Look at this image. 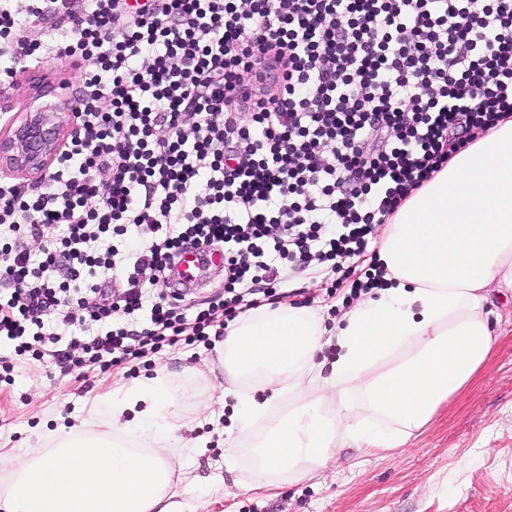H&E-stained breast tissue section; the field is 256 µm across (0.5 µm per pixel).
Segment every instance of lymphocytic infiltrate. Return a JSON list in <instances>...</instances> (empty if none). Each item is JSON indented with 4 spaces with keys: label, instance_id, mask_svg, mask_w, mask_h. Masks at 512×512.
I'll use <instances>...</instances> for the list:
<instances>
[{
    "label": "lymphocytic infiltrate",
    "instance_id": "obj_1",
    "mask_svg": "<svg viewBox=\"0 0 512 512\" xmlns=\"http://www.w3.org/2000/svg\"><path fill=\"white\" fill-rule=\"evenodd\" d=\"M57 18L58 54L83 63L79 128L37 191L0 183V338L20 357L108 371L210 344L258 307L247 284L276 304L299 270L360 256L512 112V0H0L1 90L43 57L26 26ZM215 245L224 296L191 315L180 294L150 295L183 250ZM144 309L141 330L47 348L44 316Z\"/></svg>",
    "mask_w": 512,
    "mask_h": 512
}]
</instances>
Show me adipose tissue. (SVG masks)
<instances>
[{"mask_svg":"<svg viewBox=\"0 0 512 512\" xmlns=\"http://www.w3.org/2000/svg\"><path fill=\"white\" fill-rule=\"evenodd\" d=\"M375 246L386 287L333 325L293 304L226 324L218 352L233 409L224 468L249 456L244 490L302 481L346 444L401 447L485 364L494 345L488 290L512 284V115L412 191ZM329 345L336 358L326 366L318 355ZM180 417L162 371L95 399L46 435L41 452L0 453L10 477L0 512H194L195 479L176 473L166 451L192 455L204 443L159 436Z\"/></svg>","mask_w":512,"mask_h":512,"instance_id":"obj_1","label":"adipose tissue"}]
</instances>
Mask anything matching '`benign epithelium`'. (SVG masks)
I'll return each mask as SVG.
<instances>
[{"label": "benign epithelium", "mask_w": 512, "mask_h": 512, "mask_svg": "<svg viewBox=\"0 0 512 512\" xmlns=\"http://www.w3.org/2000/svg\"><path fill=\"white\" fill-rule=\"evenodd\" d=\"M70 110L62 99H50L33 87L30 110L0 131V167L27 176L42 174L54 161L69 130L60 120Z\"/></svg>", "instance_id": "1"}]
</instances>
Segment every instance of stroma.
<instances>
[{
    "label": "stroma",
    "instance_id": "obj_1",
    "mask_svg": "<svg viewBox=\"0 0 512 512\" xmlns=\"http://www.w3.org/2000/svg\"><path fill=\"white\" fill-rule=\"evenodd\" d=\"M41 83L62 88L73 101L81 72L71 58L55 54L20 71L14 87L0 93V104L8 107L0 128L11 114L28 109L32 88ZM288 287L294 303L319 308L326 321L349 308L351 282L344 273L311 267ZM492 311L496 343L486 364L406 446L371 454L336 448L315 475L274 494L240 489L246 468L224 470L222 428L231 411L215 401L198 404L223 380L215 348L202 345L165 348L130 375L63 368L49 355L19 358L11 342H0V359L12 365L8 382L0 383V451L36 448L48 430L70 423L96 397L163 368L184 396L191 436L209 441L205 453L174 461L200 479L196 512H512V291L496 296Z\"/></svg>",
    "mask_w": 512,
    "mask_h": 512
}]
</instances>
